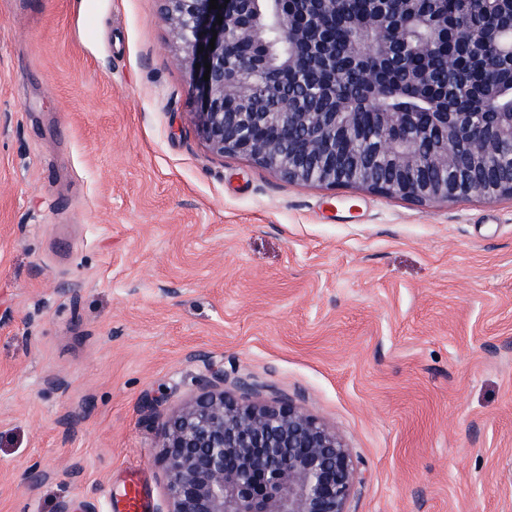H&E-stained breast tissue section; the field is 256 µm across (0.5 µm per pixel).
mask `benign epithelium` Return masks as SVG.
<instances>
[{"label":"benign epithelium","instance_id":"7a95c632","mask_svg":"<svg viewBox=\"0 0 512 512\" xmlns=\"http://www.w3.org/2000/svg\"><path fill=\"white\" fill-rule=\"evenodd\" d=\"M164 17L180 42L195 98L193 117L211 151L245 156L290 181L334 189L358 185L421 203L512 197V111L501 95L486 94L479 112H454L439 102L428 112H348L339 94L348 84L337 57L362 72L371 90L383 75L371 61L438 54L444 24L420 11V0H371L379 7L365 32L341 49L323 34L329 17L353 11L356 0H296L306 23L288 14V0H163ZM461 10L492 20L497 0H459ZM222 23H217V16ZM274 21L286 50L276 54L266 38ZM215 40V48L209 41ZM246 43L245 55L232 53ZM332 67L331 112L288 107L293 76L304 60ZM512 60V29L498 36L485 62ZM207 62L211 70L195 65ZM209 80H204V72ZM270 99L260 112H235L228 99ZM372 119L376 154L352 133ZM392 164L379 177L376 157ZM431 168L451 179L429 181ZM161 426L167 512H347L361 473L336 432L303 408L276 401H238L224 393V371Z\"/></svg>","mask_w":512,"mask_h":512}]
</instances>
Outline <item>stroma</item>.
I'll list each match as a JSON object with an SVG mask.
<instances>
[{"label":"stroma","instance_id":"1","mask_svg":"<svg viewBox=\"0 0 512 512\" xmlns=\"http://www.w3.org/2000/svg\"><path fill=\"white\" fill-rule=\"evenodd\" d=\"M162 7L0 0V512H102L132 471L165 512L212 364L336 431L347 512H512V198L213 153Z\"/></svg>","mask_w":512,"mask_h":512}]
</instances>
